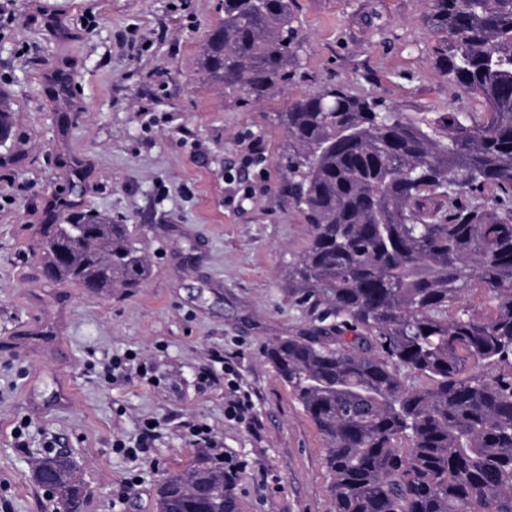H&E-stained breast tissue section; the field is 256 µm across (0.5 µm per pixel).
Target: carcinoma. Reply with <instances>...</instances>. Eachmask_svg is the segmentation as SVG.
Listing matches in <instances>:
<instances>
[{
    "mask_svg": "<svg viewBox=\"0 0 512 512\" xmlns=\"http://www.w3.org/2000/svg\"><path fill=\"white\" fill-rule=\"evenodd\" d=\"M222 2L199 57L208 80L245 105L287 89L291 0ZM426 20L438 68L483 111L412 119L333 85L279 115L298 146L284 192L310 224L288 292L311 320L263 356L326 442L335 512H512V211L426 205L488 189L512 200V0H429ZM44 249L51 279L78 288L148 274L136 235L101 213L51 211ZM474 281L493 293L486 318L460 307ZM240 470L199 448L162 473L156 512H239ZM48 474L66 512H83L75 462L43 457L33 480Z\"/></svg>",
    "mask_w": 512,
    "mask_h": 512,
    "instance_id": "obj_1",
    "label": "carcinoma"
}]
</instances>
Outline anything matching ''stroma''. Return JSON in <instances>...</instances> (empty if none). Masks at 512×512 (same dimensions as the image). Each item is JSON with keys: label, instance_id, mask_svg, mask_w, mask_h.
<instances>
[{"label": "stroma", "instance_id": "1", "mask_svg": "<svg viewBox=\"0 0 512 512\" xmlns=\"http://www.w3.org/2000/svg\"><path fill=\"white\" fill-rule=\"evenodd\" d=\"M428 0H292L297 80L246 105L199 52L221 0H0V512H63L36 461L67 449L84 512H155L163 472L211 428L242 462L240 512H333L325 443L262 355L309 317L288 262L310 227L281 189L292 151L277 115L338 84L411 117L478 112L435 64ZM136 229L149 274L92 292L49 279L43 226L59 202ZM224 361H217V354ZM125 357L121 375L101 368ZM252 397L226 415L225 363ZM158 424L130 458L144 421ZM24 435H17L19 424ZM138 485H131V478Z\"/></svg>", "mask_w": 512, "mask_h": 512}]
</instances>
